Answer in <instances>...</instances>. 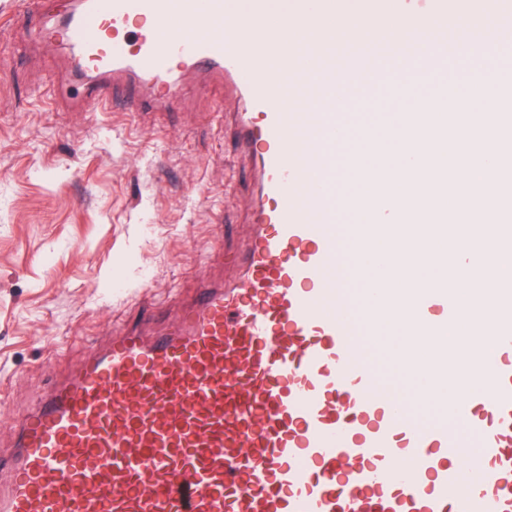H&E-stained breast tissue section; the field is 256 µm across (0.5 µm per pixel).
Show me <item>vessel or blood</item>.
<instances>
[{
	"mask_svg": "<svg viewBox=\"0 0 512 512\" xmlns=\"http://www.w3.org/2000/svg\"><path fill=\"white\" fill-rule=\"evenodd\" d=\"M242 2L83 0L62 28L95 78L86 106L103 107L113 77L150 79L161 106L180 98L178 72L222 82L259 194L235 280L198 289L163 334L113 335L20 420L0 458V512H512V280L464 307L448 280L410 294L363 286L355 240L403 227L421 252L447 236L455 207L442 171L398 194L391 169L361 164L372 132L348 140L368 111L395 129L409 81L434 89L414 123L427 130L448 109L438 76L454 47L490 46L497 24L452 27L448 0H424L423 26L407 0H371L344 45L299 50L288 32H252ZM364 177L365 196L337 185ZM346 210L398 221L360 230ZM472 229L490 254L512 241L493 196ZM394 314L406 338L395 362L428 376L403 395L373 367ZM460 322L468 333L449 341ZM432 405L443 419L414 421ZM475 437L476 461L461 459Z\"/></svg>",
	"mask_w": 512,
	"mask_h": 512,
	"instance_id": "1",
	"label": "vessel or blood"
}]
</instances>
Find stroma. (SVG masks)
<instances>
[{"label":"stroma","mask_w":512,"mask_h":512,"mask_svg":"<svg viewBox=\"0 0 512 512\" xmlns=\"http://www.w3.org/2000/svg\"><path fill=\"white\" fill-rule=\"evenodd\" d=\"M49 12L0 32V455L15 424L112 334L172 324L225 251L252 234L254 161L236 105L183 72L182 99L150 114L80 109Z\"/></svg>","instance_id":"1"}]
</instances>
